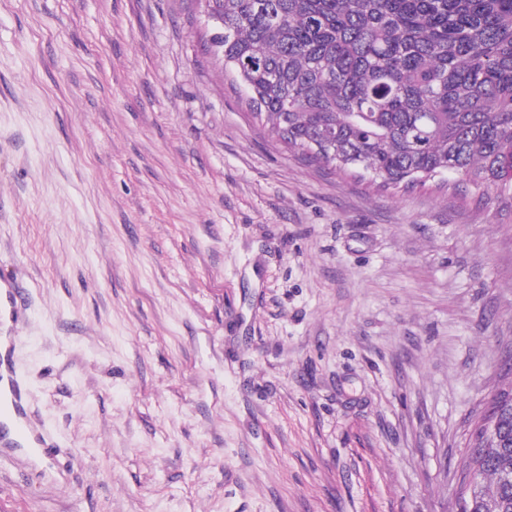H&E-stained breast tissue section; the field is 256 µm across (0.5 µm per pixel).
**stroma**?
Here are the masks:
<instances>
[{
    "label": "stroma",
    "mask_w": 512,
    "mask_h": 512,
    "mask_svg": "<svg viewBox=\"0 0 512 512\" xmlns=\"http://www.w3.org/2000/svg\"><path fill=\"white\" fill-rule=\"evenodd\" d=\"M191 0H0V512H458L512 387V198L379 190L256 122ZM3 358L0 357V439L3 438L4 422H9L13 432V440L5 447L0 448V455H10L17 452L28 453L35 451L45 453V448L56 446L48 434L36 435L31 442V435L35 431L31 416L22 404V391L19 382L14 375L12 361L6 358V379L4 384ZM2 368V372H1Z\"/></svg>",
    "instance_id": "stroma-1"
}]
</instances>
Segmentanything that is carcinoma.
<instances>
[{"label":"carcinoma","instance_id":"cac0c4a2","mask_svg":"<svg viewBox=\"0 0 512 512\" xmlns=\"http://www.w3.org/2000/svg\"><path fill=\"white\" fill-rule=\"evenodd\" d=\"M214 37L255 118L382 187L455 174L512 190V0H223ZM461 460L468 512H512V411Z\"/></svg>","mask_w":512,"mask_h":512}]
</instances>
